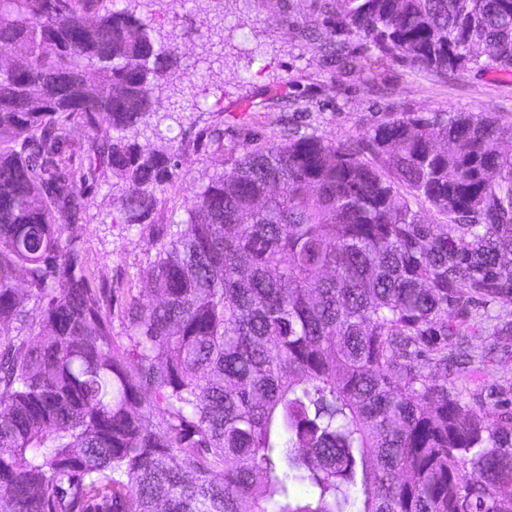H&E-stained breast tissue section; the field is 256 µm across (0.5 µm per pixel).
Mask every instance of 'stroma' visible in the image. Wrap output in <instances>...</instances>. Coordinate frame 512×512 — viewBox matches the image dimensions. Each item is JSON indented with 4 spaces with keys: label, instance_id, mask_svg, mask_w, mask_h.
I'll return each instance as SVG.
<instances>
[{
    "label": "stroma",
    "instance_id": "obj_1",
    "mask_svg": "<svg viewBox=\"0 0 512 512\" xmlns=\"http://www.w3.org/2000/svg\"><path fill=\"white\" fill-rule=\"evenodd\" d=\"M325 0H177L155 5L154 26L181 35L180 61L170 77L179 92L209 35L196 28L202 13L221 18L224 69L210 77L198 107L183 124L161 128L155 147L167 151L182 143L193 148L191 160L170 168L157 204L146 224L122 222L120 190L96 185L89 209L72 236L81 247L95 284L112 290V308H120L127 290L151 292L144 274L148 233L153 224H168L183 214L186 197L224 170L243 143L253 138L279 140L290 129L328 141L365 136L381 119L399 112H469L492 114L512 124V72L499 67L471 68L440 77L412 70L400 59L372 61V48L359 37L341 35L346 53L361 63L358 72L338 70L318 39L334 28ZM224 131V147L209 143L210 129ZM512 320V300L480 310L474 324L480 334L475 348L495 344L487 365L454 376L464 402L491 408V389L512 391V335H497Z\"/></svg>",
    "mask_w": 512,
    "mask_h": 512
}]
</instances>
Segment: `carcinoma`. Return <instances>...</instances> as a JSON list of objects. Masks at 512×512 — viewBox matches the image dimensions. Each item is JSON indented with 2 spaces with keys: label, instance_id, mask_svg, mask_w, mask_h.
Here are the masks:
<instances>
[{
  "label": "carcinoma",
  "instance_id": "cac0c4a2",
  "mask_svg": "<svg viewBox=\"0 0 512 512\" xmlns=\"http://www.w3.org/2000/svg\"><path fill=\"white\" fill-rule=\"evenodd\" d=\"M131 2L0 0V512H512V400L448 378L472 309L512 299V124L244 144L150 227L159 300L128 289L123 342L66 230L108 176L143 223L172 160L144 132L179 114L150 91L177 34ZM329 6L420 72L512 71V0ZM67 134L75 164L86 165L91 150L92 133L90 129L83 124L75 123L69 125Z\"/></svg>",
  "mask_w": 512,
  "mask_h": 512
}]
</instances>
